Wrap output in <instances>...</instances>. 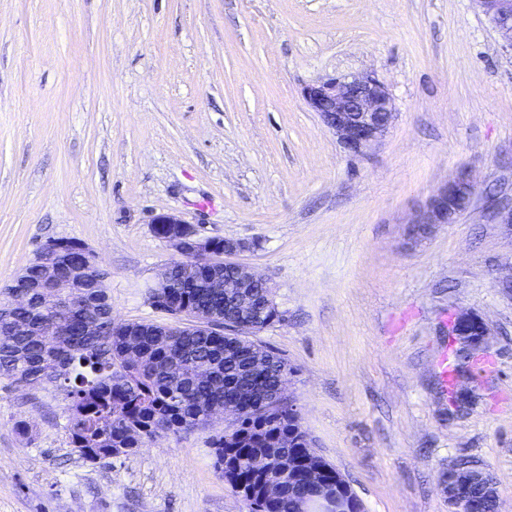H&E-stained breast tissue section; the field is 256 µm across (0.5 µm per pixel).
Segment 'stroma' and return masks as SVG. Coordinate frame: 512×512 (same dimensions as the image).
I'll use <instances>...</instances> for the list:
<instances>
[{"label":"stroma","mask_w":512,"mask_h":512,"mask_svg":"<svg viewBox=\"0 0 512 512\" xmlns=\"http://www.w3.org/2000/svg\"><path fill=\"white\" fill-rule=\"evenodd\" d=\"M372 71L397 116L344 151L305 86ZM458 223L407 220L456 170ZM512 56L473 0H0V288L50 238L108 272L120 322L166 324L149 291L175 213L245 241L274 286L284 354L317 453L365 512H448L467 461L512 512ZM479 316L495 369L455 411L441 379L456 314ZM56 384L0 383V512H248L214 467L223 419L92 464ZM25 422L28 434L16 425Z\"/></svg>","instance_id":"1"}]
</instances>
